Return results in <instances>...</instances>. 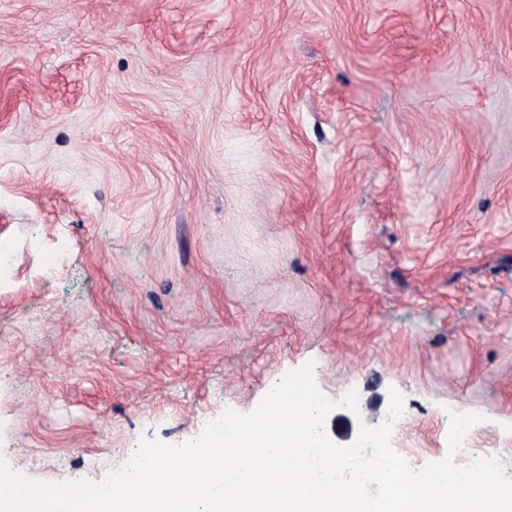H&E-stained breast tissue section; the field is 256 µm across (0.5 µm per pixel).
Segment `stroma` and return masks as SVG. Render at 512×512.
<instances>
[{
    "label": "stroma",
    "mask_w": 512,
    "mask_h": 512,
    "mask_svg": "<svg viewBox=\"0 0 512 512\" xmlns=\"http://www.w3.org/2000/svg\"><path fill=\"white\" fill-rule=\"evenodd\" d=\"M315 364L347 446L512 477V0H0V459L101 481Z\"/></svg>",
    "instance_id": "1"
}]
</instances>
